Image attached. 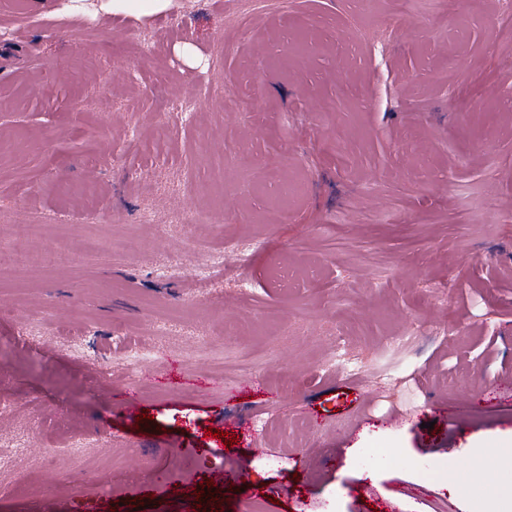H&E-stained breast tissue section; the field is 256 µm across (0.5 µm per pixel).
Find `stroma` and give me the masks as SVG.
Here are the masks:
<instances>
[{
    "label": "stroma",
    "mask_w": 512,
    "mask_h": 512,
    "mask_svg": "<svg viewBox=\"0 0 512 512\" xmlns=\"http://www.w3.org/2000/svg\"><path fill=\"white\" fill-rule=\"evenodd\" d=\"M496 8L0 0V241L36 220L30 250L68 256L0 270V512H512ZM267 172L305 186L287 214L251 186ZM131 236L141 256L110 251Z\"/></svg>",
    "instance_id": "stroma-1"
}]
</instances>
